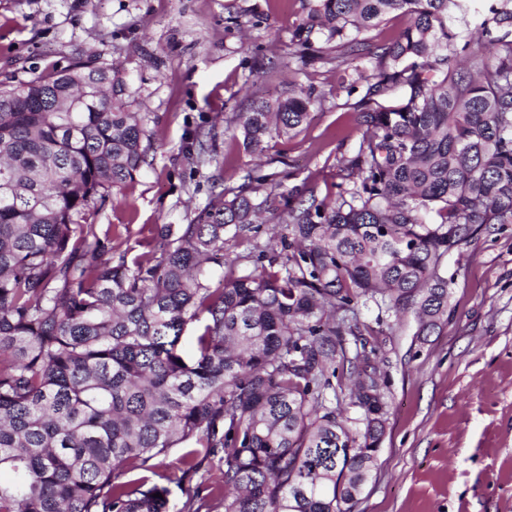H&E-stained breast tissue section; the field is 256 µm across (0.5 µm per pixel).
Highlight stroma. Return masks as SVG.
<instances>
[{
  "instance_id": "obj_1",
  "label": "stroma",
  "mask_w": 512,
  "mask_h": 512,
  "mask_svg": "<svg viewBox=\"0 0 512 512\" xmlns=\"http://www.w3.org/2000/svg\"><path fill=\"white\" fill-rule=\"evenodd\" d=\"M301 0H0V81L64 69L99 55L123 70L152 133L147 161L96 217L112 227V254L140 252L156 224L194 221L212 195L246 173L284 174L285 189L335 195L340 159L357 151L355 102L380 47L404 29L394 13L372 31L356 70L315 64L289 69ZM324 95L288 147L268 143L254 157L231 140L226 117L253 99H276L289 84ZM217 161L199 163L187 144L196 131ZM448 319L430 336L413 314L367 301L371 362L385 379L387 428L377 466L353 512H512V223L474 234L445 256ZM181 449L163 459L170 499L207 494L220 475L204 460L183 478Z\"/></svg>"
}]
</instances>
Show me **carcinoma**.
I'll return each mask as SVG.
<instances>
[{"mask_svg":"<svg viewBox=\"0 0 512 512\" xmlns=\"http://www.w3.org/2000/svg\"><path fill=\"white\" fill-rule=\"evenodd\" d=\"M472 2L302 0L300 70L339 68L388 15L410 16L359 101L345 183L294 203L279 174L249 173L116 262L94 217L150 148L125 74L98 55L0 82V512H172L154 463L172 448L186 479L201 456L224 463L213 502L179 512H352L387 413L361 299L431 335L448 315V251L512 223V0L490 6L486 41L460 47L448 13ZM322 101L312 85L257 99L233 138L286 146ZM276 202L280 247L253 244L258 264L238 269L226 233ZM345 378L354 420L326 403Z\"/></svg>","mask_w":512,"mask_h":512,"instance_id":"carcinoma-1","label":"carcinoma"}]
</instances>
